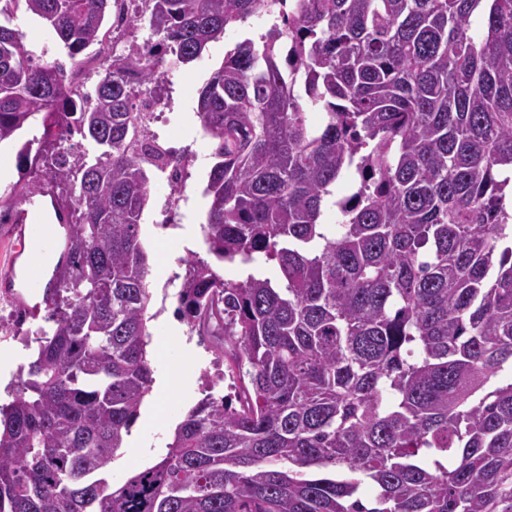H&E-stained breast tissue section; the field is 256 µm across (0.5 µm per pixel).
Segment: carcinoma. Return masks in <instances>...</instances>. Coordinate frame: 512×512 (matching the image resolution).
Returning a JSON list of instances; mask_svg holds the SVG:
<instances>
[{
  "mask_svg": "<svg viewBox=\"0 0 512 512\" xmlns=\"http://www.w3.org/2000/svg\"><path fill=\"white\" fill-rule=\"evenodd\" d=\"M24 2L80 66L112 0ZM142 2L158 40L79 99L0 24V143L44 114L52 151L18 155L78 212L52 327L23 338L0 404V512H512V0H294L225 52L198 91L204 243L285 285L187 261L177 313L234 393L191 407L159 462L104 476L153 382L140 226L164 149L136 99L268 0ZM74 131L96 155L60 151Z\"/></svg>",
  "mask_w": 512,
  "mask_h": 512,
  "instance_id": "obj_1",
  "label": "carcinoma"
}]
</instances>
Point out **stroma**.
Segmentation results:
<instances>
[{
    "label": "stroma",
    "instance_id": "35a3bbf8",
    "mask_svg": "<svg viewBox=\"0 0 512 512\" xmlns=\"http://www.w3.org/2000/svg\"><path fill=\"white\" fill-rule=\"evenodd\" d=\"M0 23L18 29L24 36L28 50L34 56H45L48 61H56L67 68L69 76L92 87L97 79L96 72L77 70L67 55L66 49L54 33L37 17L25 11L15 10L13 15L0 14ZM260 33L259 27L242 26L228 30L223 38L211 42L202 59L181 67L175 73L173 85L160 82L155 84L156 93H168L170 123L166 128V144L173 148L191 146L198 153V160L181 177L182 194L187 200L185 215L180 224L170 227L164 225L163 205L170 192V185L165 175L154 174L151 193L143 216L141 238L146 251H153L154 242L161 237H170L172 249V275L161 278L150 275L149 290L152 294L148 313L150 332L167 334L180 354L179 362H171L158 356H150L153 370V391H160L163 380L171 372H179L181 383L178 389L168 397L169 410L166 420L155 419L149 404H142L140 416L131 429L130 435L121 448L117 458L110 466L113 483L123 482L131 472L161 458L166 452V444L184 414L205 395L203 385L213 378L217 369L215 352L200 347L197 340L191 338L189 326L181 320L170 319L169 314L177 306L176 293L179 282L173 281L176 273H185V258L195 254L196 258L211 263L213 269L222 277L240 280L245 276L241 265L216 261L208 253L204 243L201 223L206 208L202 195L207 175L212 165L209 139L203 132L196 115L198 90L211 72L219 67L224 53L235 42L246 37L254 38ZM43 134L41 119H34L20 130L15 143L0 147V162H5L11 171L8 181L0 182V201L13 208H22L26 196L24 187L40 181L38 171L27 167L18 157L21 144L39 142Z\"/></svg>",
    "mask_w": 512,
    "mask_h": 512
}]
</instances>
